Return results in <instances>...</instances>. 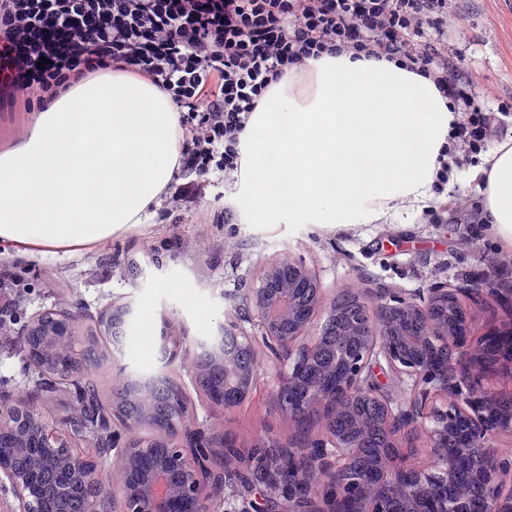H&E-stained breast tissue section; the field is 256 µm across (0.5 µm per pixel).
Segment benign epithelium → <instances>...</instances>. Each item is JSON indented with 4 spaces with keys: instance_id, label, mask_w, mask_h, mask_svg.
<instances>
[{
    "instance_id": "obj_1",
    "label": "benign epithelium",
    "mask_w": 512,
    "mask_h": 512,
    "mask_svg": "<svg viewBox=\"0 0 512 512\" xmlns=\"http://www.w3.org/2000/svg\"><path fill=\"white\" fill-rule=\"evenodd\" d=\"M469 293L477 305L512 298V290L504 291L491 276ZM357 303L371 312V326L351 325L345 330L356 341L333 362L341 375L339 384L315 385L305 399L295 401L290 392L313 363L323 340L321 336L305 340L311 320L321 308L324 326H332L342 300L324 301L318 280L288 259L271 265L250 294V307L263 338L289 351V364L278 373L279 409L300 429L315 422L327 431V438L311 437L307 442L315 461L310 477L300 473L296 485L286 487L281 469L266 471L259 483L258 512H387L395 497L404 500V512H470L467 488L472 483L485 489L484 512H512V488L507 486L512 482V458L495 451L499 436L512 437V416L487 419V413L495 411L503 398L512 397V360L491 369L478 348L460 339L467 332L448 324V315H436L438 309L457 303L451 289L433 288L426 301L384 292L374 297L359 295ZM133 314L129 302L112 306V328L123 327ZM47 318L55 321V334L70 335L73 321L58 310L33 317L29 328ZM446 346L452 348L447 368L435 372L427 355ZM185 348L179 337L162 334V363H174ZM215 348L229 349L222 323L216 335L194 342L198 352ZM24 349L30 367L42 374L47 367L43 348L26 339ZM379 358L409 384L412 396L400 403L389 397L373 373ZM435 393L444 397L443 404H429ZM358 399H368L381 409L385 440L379 464L348 479L345 474L358 447L330 433V428ZM32 422H41L36 404L0 407V436L17 433ZM421 426L427 429L431 447L426 467L411 461L412 453L403 442ZM175 430L174 426L162 427L145 444L134 437L118 451L115 462L123 477V512H201L209 478L219 469L223 449L234 448L236 443L198 428L178 446L168 439ZM40 437L50 447L64 448L69 471L80 477L66 491L84 495L88 510L100 512L98 504L106 487L104 463L68 447L56 431L43 429ZM0 475L12 488L18 512H42L41 502L48 492L40 486L37 472L15 468L1 446Z\"/></svg>"
}]
</instances>
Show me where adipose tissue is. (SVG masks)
Segmentation results:
<instances>
[{
	"mask_svg": "<svg viewBox=\"0 0 512 512\" xmlns=\"http://www.w3.org/2000/svg\"><path fill=\"white\" fill-rule=\"evenodd\" d=\"M454 119L426 78L329 55L272 83L240 139L242 208L267 224H369L424 209ZM176 110L149 82L87 77L0 152V244L30 260L101 246L143 223L179 165ZM490 228L512 245V140L483 181Z\"/></svg>",
	"mask_w": 512,
	"mask_h": 512,
	"instance_id": "1",
	"label": "adipose tissue"
}]
</instances>
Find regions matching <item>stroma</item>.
I'll return each mask as SVG.
<instances>
[{"mask_svg":"<svg viewBox=\"0 0 512 512\" xmlns=\"http://www.w3.org/2000/svg\"><path fill=\"white\" fill-rule=\"evenodd\" d=\"M458 7L455 35L470 66L481 74V89L492 101L511 100L512 0H458ZM201 210L198 224L154 213L105 245L71 257L27 261L0 248V265L28 271L10 343L0 345V381H9L8 387L0 385V396L22 401L33 389L37 377L26 366L23 336L30 320L45 310L71 313L75 329L82 331L112 304L133 302L135 314L120 357L133 373L161 369L162 318H169L175 335L192 337L205 335L231 314L238 329L252 337L260 369L255 387L241 406L219 416L196 396L191 372H178L176 379L193 404L185 426H210L245 445L259 435L284 445L296 429L275 404L282 353L237 312L244 288L256 285L260 265L282 258L302 263L328 300L376 288L423 296L431 287L460 288L489 272L512 287V264L503 262L512 246L492 233L477 236L468 225L400 207L372 224H265L245 214L231 181L218 185ZM224 212L230 221L217 223ZM466 311L471 343L512 324V303L470 304Z\"/></svg>","mask_w":512,"mask_h":512,"instance_id":"35a3bbf8","label":"stroma"}]
</instances>
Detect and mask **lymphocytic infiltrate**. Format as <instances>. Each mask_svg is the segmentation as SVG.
I'll return each instance as SVG.
<instances>
[{
    "mask_svg": "<svg viewBox=\"0 0 512 512\" xmlns=\"http://www.w3.org/2000/svg\"><path fill=\"white\" fill-rule=\"evenodd\" d=\"M457 0H0V112H32L81 77L145 79L175 106L180 166L161 206L194 216L213 178H234L240 137L273 81L309 60L386 59L431 79L455 118L433 182L477 165L512 105L489 107L450 45Z\"/></svg>",
    "mask_w": 512,
    "mask_h": 512,
    "instance_id": "obj_1",
    "label": "lymphocytic infiltrate"
}]
</instances>
